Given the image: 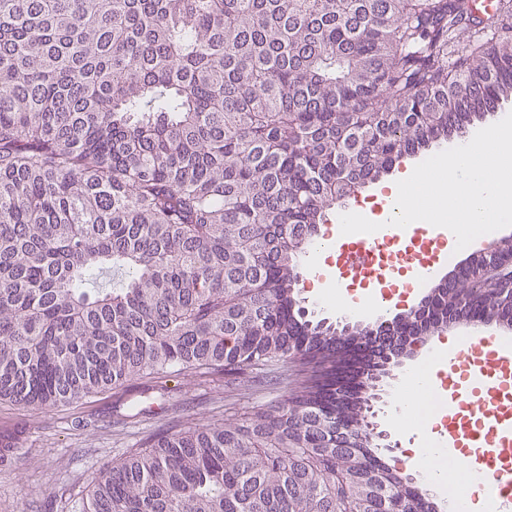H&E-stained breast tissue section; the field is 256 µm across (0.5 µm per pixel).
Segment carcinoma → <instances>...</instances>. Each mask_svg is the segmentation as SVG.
I'll use <instances>...</instances> for the list:
<instances>
[{
	"mask_svg": "<svg viewBox=\"0 0 512 512\" xmlns=\"http://www.w3.org/2000/svg\"><path fill=\"white\" fill-rule=\"evenodd\" d=\"M511 98L512 0H0V400L270 365L296 386L158 434L75 512H432L377 449L336 447L370 435L373 383L300 306L296 255ZM486 267L434 313L512 307ZM106 269L120 286L88 287Z\"/></svg>",
	"mask_w": 512,
	"mask_h": 512,
	"instance_id": "cac0c4a2",
	"label": "carcinoma"
}]
</instances>
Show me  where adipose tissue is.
<instances>
[{
	"instance_id": "obj_1",
	"label": "adipose tissue",
	"mask_w": 512,
	"mask_h": 512,
	"mask_svg": "<svg viewBox=\"0 0 512 512\" xmlns=\"http://www.w3.org/2000/svg\"><path fill=\"white\" fill-rule=\"evenodd\" d=\"M376 195L382 203L380 213L351 206L341 214L339 224L324 229L319 249L308 258L306 284L310 295L324 300L340 315L376 313L397 304L396 299H382L376 289L356 296L346 292L328 263L346 225L388 224L395 218L429 229L445 224L449 227V250L473 251L492 241L486 225L512 223V121L502 119L481 128L468 141L449 147L428 163L405 165L390 182L378 186ZM458 350L452 339L421 349L398 391L399 410L389 422L396 428L408 417L420 423L425 445L414 449L410 465L438 488L449 485L452 477L461 478L459 498L467 512H488L490 499L473 477L478 467L474 456L453 448L448 452V466L435 462L440 420L430 411V399L440 385L439 371L448 370L449 359Z\"/></svg>"
}]
</instances>
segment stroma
I'll use <instances>...</instances> for the list:
<instances>
[{"mask_svg": "<svg viewBox=\"0 0 512 512\" xmlns=\"http://www.w3.org/2000/svg\"><path fill=\"white\" fill-rule=\"evenodd\" d=\"M276 369L248 380L220 374L176 378L159 394L141 380L48 412L0 403V436L20 435L17 448L0 447V512H71L107 466L139 452L147 437L169 427L220 423L226 415L250 414L282 399ZM385 461L420 489L428 484L401 456L417 447L415 422L391 433Z\"/></svg>", "mask_w": 512, "mask_h": 512, "instance_id": "1", "label": "stroma"}]
</instances>
